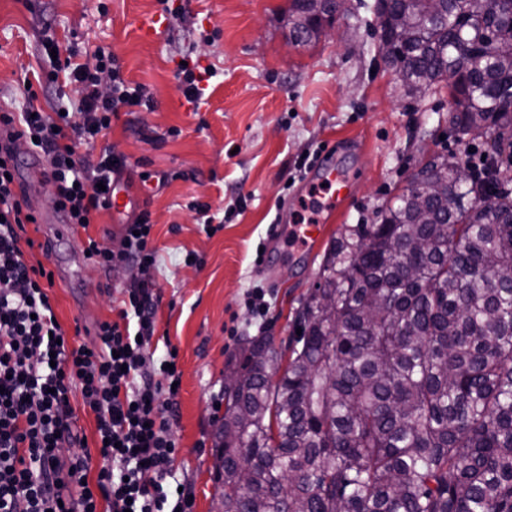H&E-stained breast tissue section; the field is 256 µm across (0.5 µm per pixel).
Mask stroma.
<instances>
[{
  "mask_svg": "<svg viewBox=\"0 0 512 512\" xmlns=\"http://www.w3.org/2000/svg\"><path fill=\"white\" fill-rule=\"evenodd\" d=\"M373 3L351 0L329 31L291 46L289 0H0V109L23 107L25 79L50 67L43 44L51 37L64 53L104 47L152 97L151 108L119 112L106 137L78 149L92 161L107 148L125 157L136 212H105L85 229L28 224L21 236L52 241V253L29 249L25 259L52 271L59 322L74 344L93 349L97 323L115 319L131 279L87 260L84 247L92 238L118 249L125 225L149 212L159 303L145 357L153 364L177 352L175 470L191 493L188 512H211L224 376L241 337L286 348L294 312L342 225L377 222L431 156L460 160L466 147L498 137L494 129L459 135L447 90L415 98L401 87L377 53ZM152 16L162 25L147 40L139 26ZM186 56L215 71L196 111L176 77ZM321 146L342 150L352 192L295 260L276 251L273 226L296 191V162ZM202 204L212 224L198 222Z\"/></svg>",
  "mask_w": 512,
  "mask_h": 512,
  "instance_id": "35a3bbf8",
  "label": "stroma"
}]
</instances>
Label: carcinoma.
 Wrapping results in <instances>:
<instances>
[{"label": "carcinoma", "mask_w": 512, "mask_h": 512, "mask_svg": "<svg viewBox=\"0 0 512 512\" xmlns=\"http://www.w3.org/2000/svg\"><path fill=\"white\" fill-rule=\"evenodd\" d=\"M380 50L409 89L448 88L452 125L512 129V0H376ZM290 32L319 36L303 0ZM404 192L378 224H345L300 302L279 372L245 339L229 371L212 512H512V189L496 175ZM426 220L415 223L421 208ZM336 304L320 310L315 296Z\"/></svg>", "instance_id": "carcinoma-1"}]
</instances>
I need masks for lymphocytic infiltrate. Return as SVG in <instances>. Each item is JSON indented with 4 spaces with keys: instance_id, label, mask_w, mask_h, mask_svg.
<instances>
[{
    "instance_id": "1",
    "label": "lymphocytic infiltrate",
    "mask_w": 512,
    "mask_h": 512,
    "mask_svg": "<svg viewBox=\"0 0 512 512\" xmlns=\"http://www.w3.org/2000/svg\"><path fill=\"white\" fill-rule=\"evenodd\" d=\"M46 78L77 93L75 115L56 119L33 105L18 119L0 114V512H187V496L172 504L167 492L175 476L177 353L168 349L163 367H148L144 357L155 332V281L126 288L117 320L97 325L96 349L69 346L41 285L47 272L27 263L17 232L36 218L16 190L12 142L35 140L49 159L45 183L57 206L69 223L88 227L108 210L106 188L125 160L107 150L90 165L77 149L109 130L121 110L146 105L149 92L126 81L101 47ZM151 230L143 213L125 226L120 248L92 239L87 249L99 265L134 262L149 270L157 263ZM76 387L95 415L96 451L65 459L64 445L81 440L69 401ZM95 455L102 465L92 482Z\"/></svg>"
}]
</instances>
